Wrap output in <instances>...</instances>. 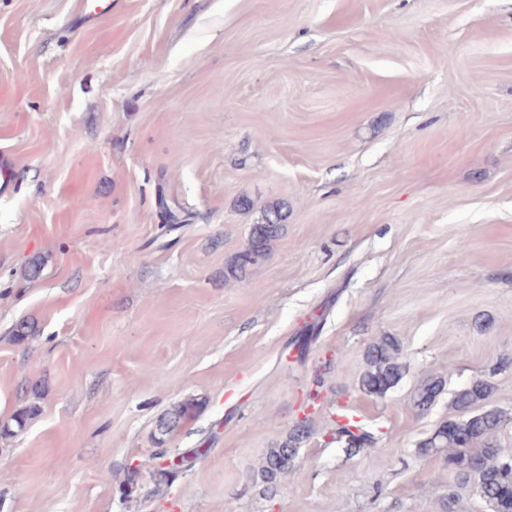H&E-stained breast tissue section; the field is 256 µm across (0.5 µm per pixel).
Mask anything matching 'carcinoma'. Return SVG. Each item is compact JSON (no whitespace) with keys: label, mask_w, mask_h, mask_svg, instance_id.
I'll use <instances>...</instances> for the list:
<instances>
[{"label":"carcinoma","mask_w":512,"mask_h":512,"mask_svg":"<svg viewBox=\"0 0 512 512\" xmlns=\"http://www.w3.org/2000/svg\"><path fill=\"white\" fill-rule=\"evenodd\" d=\"M281 207L269 208L262 222L252 225L248 243L244 249L232 256L224 268V279L241 280L255 266L266 261L271 253L273 243L279 238L283 225ZM367 370L360 379L362 390L375 396L385 395L393 388L406 372V365L398 358V347L390 337H382L372 343L366 352ZM442 383L430 378L416 389L414 405L425 410L429 408L441 389ZM494 384L483 378L470 382L455 393L453 402L461 414L465 426L453 430L450 420L439 426L422 445V452H439L448 449L446 461L448 468L462 484L474 483L479 496L488 504L490 512H512V450H506L498 442L499 433L512 424V415L491 403ZM202 403L188 399L164 414L156 425L159 435L158 444L165 442V436L173 433L187 419L195 416ZM39 413V407L31 404L17 411L11 423L3 425L7 430L10 425L18 428L25 426ZM338 433L344 438L345 452L353 457L374 441L372 433L356 424H341ZM310 421L305 419L296 424L278 447L267 455L261 473L265 480L275 482L277 477L293 465L298 448L310 436ZM191 457L180 456V462L169 466L163 465L168 459L166 450L156 451L151 460L155 461L160 475L167 477L173 470L184 471L194 466L202 457L200 449L190 450Z\"/></svg>","instance_id":"obj_1"}]
</instances>
